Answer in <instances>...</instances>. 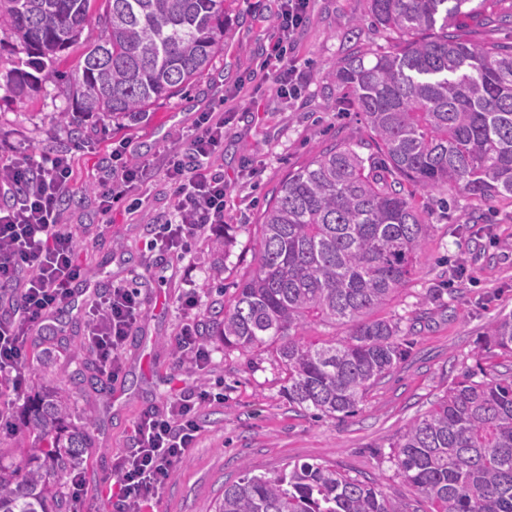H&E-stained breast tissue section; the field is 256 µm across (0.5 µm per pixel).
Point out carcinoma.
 I'll list each match as a JSON object with an SVG mask.
<instances>
[{
  "instance_id": "cac0c4a2",
  "label": "carcinoma",
  "mask_w": 512,
  "mask_h": 512,
  "mask_svg": "<svg viewBox=\"0 0 512 512\" xmlns=\"http://www.w3.org/2000/svg\"><path fill=\"white\" fill-rule=\"evenodd\" d=\"M93 0H0L3 34L23 65L49 78L77 43ZM98 43L71 76L75 104L54 116L142 115L190 85L224 36V0H106ZM485 0H370L391 50L342 58L330 79L361 112L387 174L337 143L288 172L262 211L251 273L234 285L215 333L224 348L269 351L288 405L336 418L353 414L405 354L402 329L375 317L411 278L432 224L405 191L512 198V42L479 45L449 30ZM20 67L7 87L38 77ZM317 323L328 337L305 332ZM488 358L512 359V314L483 335ZM79 385L108 393L100 371ZM20 456L0 450V512H70L66 479L83 462L95 419L72 423L59 389L27 401ZM393 462L431 512H512V367L477 365L423 416L388 440ZM215 512H417L374 484L324 463H303L224 486Z\"/></svg>"
}]
</instances>
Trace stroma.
Listing matches in <instances>:
<instances>
[{"label": "stroma", "mask_w": 512, "mask_h": 512, "mask_svg": "<svg viewBox=\"0 0 512 512\" xmlns=\"http://www.w3.org/2000/svg\"><path fill=\"white\" fill-rule=\"evenodd\" d=\"M369 6L370 0H309L307 21L288 50L306 79L288 96L277 90L265 67L277 40L279 0H226L224 49L191 85L134 119L86 118L78 136L52 116L72 103L69 79L86 47L100 36L97 21H90L78 44L63 54L52 79L21 95L6 86L21 57L19 47L9 37L0 41V164L68 154L73 176L62 221L79 227L77 261L87 270L89 285L81 302L91 306L98 293L120 279L145 300L139 328L122 355L124 371L108 395L71 382L89 358L73 336L72 322L80 317L76 311L53 341H41L35 331L28 336L24 394L0 387V448L18 442L25 396L49 384L61 385L68 395L72 421L97 418L93 442L83 452L82 512H118L105 482L113 457L133 444L135 421L143 411L164 407L176 393L200 385L223 393L224 400L202 408L196 448L148 512H213L225 483L237 480L242 468L259 474L304 462L330 464L377 484L391 497H412L384 442L475 368L487 323L512 312V199L490 203L460 196L448 208L440 195L415 193L431 235L409 282L378 311L400 322L406 353L353 415L318 418L290 409L280 392L282 375L266 353L227 349L212 333L234 283L254 266L260 210L288 171L338 142L364 156L377 152L360 112L330 79L342 57L389 47L369 19ZM511 17L512 0H492L485 17L457 23L454 30L471 42H511ZM214 110L228 120L224 145L210 160L224 173V227L206 226L190 240L187 261L149 251L148 239L173 211L168 161L181 140L196 133L201 113ZM118 145L147 161L149 169L104 215L98 178ZM252 168L259 169V177L247 178ZM469 214L474 217L470 223L465 220ZM189 288L201 295L200 306L190 314L181 306ZM189 317L212 352L204 373L177 360V333Z\"/></svg>", "instance_id": "obj_1"}]
</instances>
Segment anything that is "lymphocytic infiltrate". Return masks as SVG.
Masks as SVG:
<instances>
[{
  "instance_id": "lymphocytic-infiltrate-1",
  "label": "lymphocytic infiltrate",
  "mask_w": 512,
  "mask_h": 512,
  "mask_svg": "<svg viewBox=\"0 0 512 512\" xmlns=\"http://www.w3.org/2000/svg\"><path fill=\"white\" fill-rule=\"evenodd\" d=\"M306 19L307 0H282L280 36L269 55L273 62L270 77L279 87L294 84L298 78L287 45ZM225 124L223 113H202L198 134L170 160L167 177L176 186V201L174 217L159 238L160 250L186 252L189 239L207 225L223 223L224 173L210 168L209 160L224 142ZM146 170V163L113 151L101 179L103 212L122 201ZM71 174L70 160L64 156L43 165L27 160L0 165V194L11 198L8 205L0 206V288L16 294L8 316L0 317V378L18 393L27 384L23 372L27 336L66 302L75 280L84 274L75 254L73 227L61 221L60 201ZM142 314L137 289L119 283L100 293L87 325L86 343L109 380L118 379L123 350ZM223 399V394L203 389L137 419L132 448L118 455L112 465L117 496L131 512H143L159 499L175 466L197 444L199 409Z\"/></svg>"
}]
</instances>
